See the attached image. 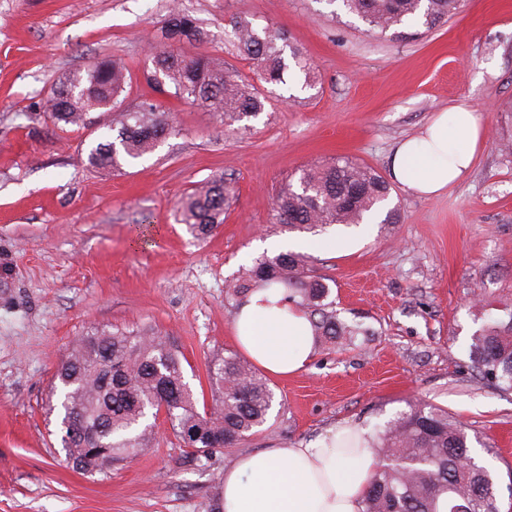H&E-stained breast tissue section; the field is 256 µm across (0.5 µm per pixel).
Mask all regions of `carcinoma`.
Wrapping results in <instances>:
<instances>
[{"label":"carcinoma","instance_id":"obj_1","mask_svg":"<svg viewBox=\"0 0 512 512\" xmlns=\"http://www.w3.org/2000/svg\"><path fill=\"white\" fill-rule=\"evenodd\" d=\"M374 35L403 26L431 30L457 14L464 0H339ZM199 20L181 8L171 10L151 52L155 90L212 113L226 127L244 130L243 121L265 112L267 99L237 68L209 57L187 58L172 44L199 40ZM284 34L255 29L246 19L231 25L230 44L257 64L267 84L285 85L290 67L309 76L297 48L285 54ZM130 75L126 64L106 59L56 85L47 116L60 129L83 128L92 112L123 104ZM171 116L149 99L120 112L103 125L100 142L88 154L95 168L120 171L155 149L171 129ZM231 188L212 179L181 201L182 223L204 239L224 223ZM389 195L372 167L348 158L301 170L299 187L289 183L274 202L277 220L288 230L313 232L333 224H363ZM257 288L271 289L308 318L315 341L334 344L366 333L338 317L327 278L307 269V257L292 252L258 257L227 289V299L244 304ZM484 376L512 389V313L493 319L473 336L469 351ZM212 411L201 412L188 389L180 354L168 337L150 328L133 332L112 327L79 337L55 374L59 392L63 450L68 465L84 474L108 472L153 439L146 424L155 391L172 399L170 426L200 456L234 448L267 420L275 392L262 374L235 354L214 363L209 374ZM379 465L362 500L361 512H500L498 482L472 458L470 439L448 411L415 404L389 419L373 439Z\"/></svg>","mask_w":512,"mask_h":512}]
</instances>
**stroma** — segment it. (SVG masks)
Returning <instances> with one entry per match:
<instances>
[{"label": "stroma", "instance_id": "stroma-1", "mask_svg": "<svg viewBox=\"0 0 512 512\" xmlns=\"http://www.w3.org/2000/svg\"><path fill=\"white\" fill-rule=\"evenodd\" d=\"M171 0H0V512H209L225 469L247 451L304 445L353 423L376 433L411 404L465 424L512 512V390L469 358L489 317L512 313V0H465L429 32L379 37L334 0H185L202 40L183 54L226 59L237 18L281 31L311 66L309 86L266 85L267 110L247 131L157 94L147 35ZM119 57L129 102L173 116L150 154L122 171L87 166L99 135L60 129L45 112L67 74ZM468 101L485 141L471 171L439 196L391 184L392 224L288 231L273 202L302 167L339 158L389 176L400 141ZM233 189L207 238L181 224L183 196L213 176ZM316 243L310 267L330 278L339 318L368 328L316 346L306 368L270 378L279 404L239 447L187 455L169 427L150 448L94 477L68 467L54 374L74 340L115 326L171 336L195 397L208 369L236 352L226 285L262 243Z\"/></svg>", "mask_w": 512, "mask_h": 512}]
</instances>
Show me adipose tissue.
<instances>
[{
	"label": "adipose tissue",
	"instance_id": "1",
	"mask_svg": "<svg viewBox=\"0 0 512 512\" xmlns=\"http://www.w3.org/2000/svg\"><path fill=\"white\" fill-rule=\"evenodd\" d=\"M484 134L470 106L439 113L416 137L398 144L391 177L425 197L440 194L468 173ZM267 291L254 293L234 317L235 342L261 369L285 379L313 355L307 318L276 306ZM370 437L353 425L301 446L240 454L224 471L221 512H361L378 459Z\"/></svg>",
	"mask_w": 512,
	"mask_h": 512
}]
</instances>
